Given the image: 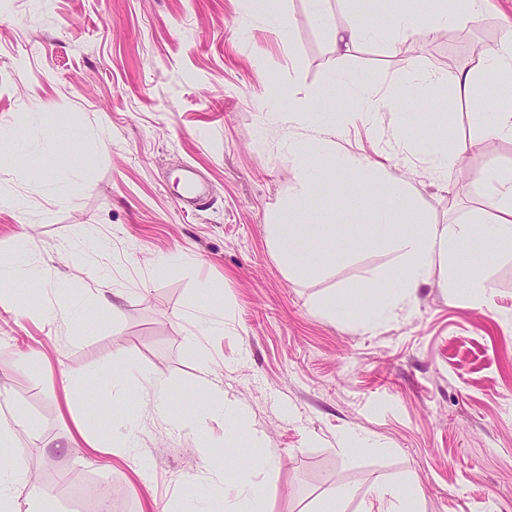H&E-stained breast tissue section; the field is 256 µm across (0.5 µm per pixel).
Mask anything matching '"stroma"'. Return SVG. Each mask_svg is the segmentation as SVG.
<instances>
[{
    "label": "stroma",
    "mask_w": 512,
    "mask_h": 512,
    "mask_svg": "<svg viewBox=\"0 0 512 512\" xmlns=\"http://www.w3.org/2000/svg\"><path fill=\"white\" fill-rule=\"evenodd\" d=\"M283 6L286 45L249 0H10L0 10V195L18 203L0 210V262L24 239L34 275L16 284L34 296L27 315L0 307V421L13 426L29 477L13 488L18 503L33 480L54 512H83L97 488L113 490L112 512H173L201 497L222 512L218 475L234 478L270 449V512H305L336 485L355 489L357 512L384 480L418 498L421 512H512V252L475 263L492 313L461 303L437 271L369 328L352 300L332 317L318 302L376 274L392 287L394 256L377 244L385 227L337 210L336 260L314 276L290 273L265 229L293 175L282 136L311 133L305 116L282 117L323 87L354 105L350 87L331 79L337 70L381 103L376 127L349 128L342 148L403 178L433 223L488 211L483 174L512 164V140L464 154L443 184L422 144L395 133L433 110L429 91L405 86L407 61L449 77L475 66L512 0H494L474 26L421 30L394 51L364 44L341 59L305 0ZM35 111L39 121L28 122ZM78 119L87 138L75 145ZM52 144L58 164L40 170L35 151ZM187 166L209 190L194 211L177 202ZM63 185L72 191L61 201L53 189ZM354 224L364 238L353 243ZM170 253L191 261L157 274L154 260ZM205 281L224 290L218 336L200 333ZM69 302L83 306L84 325L60 314ZM193 336L261 445L233 436L221 417L192 433L138 403L123 455L88 454L78 427L109 440L110 420L125 411L112 400L114 368L131 369L141 393L160 377L175 404L197 400L203 356L187 349ZM73 369L88 375L83 389L68 385ZM358 434L384 452L345 451Z\"/></svg>",
    "instance_id": "stroma-1"
}]
</instances>
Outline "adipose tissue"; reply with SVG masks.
Wrapping results in <instances>:
<instances>
[{"label": "adipose tissue", "mask_w": 512, "mask_h": 512, "mask_svg": "<svg viewBox=\"0 0 512 512\" xmlns=\"http://www.w3.org/2000/svg\"><path fill=\"white\" fill-rule=\"evenodd\" d=\"M312 19L330 24L328 0H306ZM489 0H384L385 21L381 24H330L332 51L345 57L356 46L370 42H385L397 46L400 39L418 29L435 31L447 27H466L475 24L485 13ZM407 70L413 83L423 88L453 83L459 96L471 97L478 77H490L512 89V22H506L498 46L487 49L478 69H461L454 79L420 69L408 62ZM358 97L364 103L361 111L346 112L327 94L315 92L297 99L294 112H310L315 116L314 133L301 140H286L289 158L294 162L293 179L288 193L274 208L267 232L274 250L287 263L289 269H309L300 246L301 236H308L317 244L319 262L336 259V240L322 223L300 225L295 215L303 211L322 182L332 171H343L356 179L353 191L355 208L371 214L374 223L386 226L388 233L383 244L396 256V268L391 277L394 288L375 291L372 306L366 318L367 325L385 320L398 305L413 300L415 291L428 281L434 271H441L449 287L458 289L469 307L490 309L488 284L471 261L473 246L483 253L496 254L512 251V170L489 168L484 182L495 195L491 217H470L457 224H432L426 221L417 197L406 183L391 176L382 163H369L355 154L336 149V135L349 124L362 122L373 125L377 116V100L371 90L358 88ZM474 112L486 129L483 135L469 142L474 151L484 150L490 139L512 138V93L489 105L475 103ZM418 135L431 154L435 177L447 180L449 167L461 159L460 149L449 143L440 127L411 130L400 128L398 139ZM149 401L156 412L175 425L195 430L212 416L220 415L232 421L239 435L257 439L246 414L224 396L223 389L202 378L197 401L188 407L174 408L170 397V384L162 378L151 383ZM0 456L6 463L0 467V512H46L47 505L40 493L29 496L27 509H20L10 492L14 482L26 480L27 471L22 449L14 439L10 427L0 426ZM277 471V457L266 452L250 469L224 487V512H266L269 481Z\"/></svg>", "instance_id": "adipose-tissue-1"}]
</instances>
